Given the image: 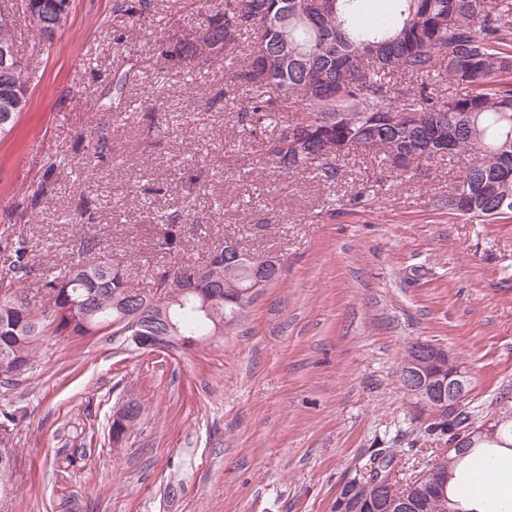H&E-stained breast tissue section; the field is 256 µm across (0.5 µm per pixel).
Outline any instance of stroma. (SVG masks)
Listing matches in <instances>:
<instances>
[{"label":"stroma","instance_id":"35a3bbf8","mask_svg":"<svg viewBox=\"0 0 512 512\" xmlns=\"http://www.w3.org/2000/svg\"><path fill=\"white\" fill-rule=\"evenodd\" d=\"M10 3L35 75L0 139V268L5 239L20 238L37 273L0 280V298L42 297L39 271L92 237L145 290L157 268L204 261L227 238L283 268L241 321L181 356L46 330L33 368L0 386V408L23 413L18 492L0 512H334L375 449H403L406 481L442 445L400 389L408 345L458 355L469 406L488 412L512 392V219L475 224L440 205L468 157L421 162L407 182L361 152L332 184L284 173L263 157L277 128L243 130L246 94H226L223 69L162 56L160 35L201 24L197 0H155L150 20L116 0H71L49 45L25 0ZM43 181L50 190L27 207ZM372 181L374 196L349 206ZM83 198L92 221L70 223ZM180 213L183 249L162 253L156 218ZM129 397L143 413L116 447L112 410Z\"/></svg>","mask_w":512,"mask_h":512}]
</instances>
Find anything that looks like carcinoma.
Masks as SVG:
<instances>
[{
    "label": "carcinoma",
    "instance_id": "carcinoma-1",
    "mask_svg": "<svg viewBox=\"0 0 512 512\" xmlns=\"http://www.w3.org/2000/svg\"><path fill=\"white\" fill-rule=\"evenodd\" d=\"M26 7L39 37L47 44L68 24L64 0H27ZM362 0H202L208 24L196 40L169 45L164 55L179 65L224 66L227 91L250 92L241 119L250 126L279 124L288 112L300 117L282 125L267 141L265 155L290 173L312 171L325 183L335 182L340 162L352 153H372L400 178H411L422 160L476 151L481 161L468 166L441 200L448 213L481 223L512 218V0H396L397 14L366 25L361 20ZM124 11L146 18L152 0H123ZM255 33L244 63L238 57L243 33ZM265 45L266 54L255 53ZM32 73L0 69V136L14 128L26 105ZM445 86L460 93L441 95ZM407 112L411 126L390 124V114ZM296 134L289 137L287 130ZM336 153H329L330 146ZM181 225L167 216L161 224L160 247L180 250ZM75 262L44 278L48 303L31 304L27 297L0 298V379L11 380V366L27 371L40 349L46 318L54 332L77 340L112 329L127 335V320L113 310V301L127 295L146 300L171 296V335L204 341L217 336L216 326L239 321L247 308L235 303L249 286V273L224 275V246L209 252L199 264L181 261L157 273L153 287L144 292L112 268V252L103 241L80 243ZM27 250L15 249V260L0 270V277L25 279L34 271ZM208 271L224 301L212 315L200 299L186 294L177 279L183 268ZM494 412L465 411L454 426H469L495 417L492 436L448 456L433 460L409 496L417 499L413 512H478L467 506L475 461L491 464L498 448L512 450V401L500 396ZM19 409H0V502L17 491L19 456L13 430ZM399 448H381L365 463H397Z\"/></svg>",
    "mask_w": 512,
    "mask_h": 512
}]
</instances>
